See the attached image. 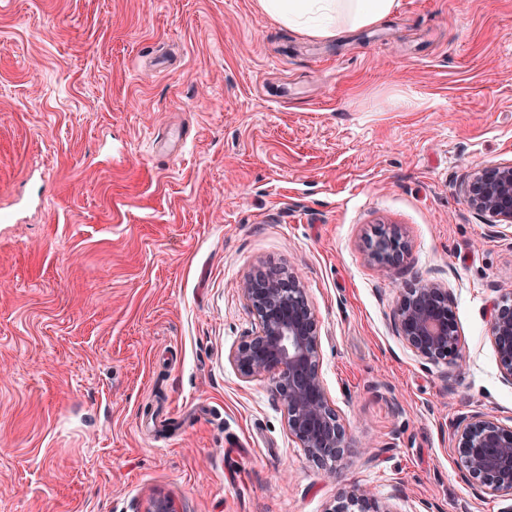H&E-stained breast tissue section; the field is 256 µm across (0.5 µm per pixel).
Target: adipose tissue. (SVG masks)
I'll use <instances>...</instances> for the list:
<instances>
[{"label":"adipose tissue","instance_id":"obj_1","mask_svg":"<svg viewBox=\"0 0 512 512\" xmlns=\"http://www.w3.org/2000/svg\"><path fill=\"white\" fill-rule=\"evenodd\" d=\"M260 5L308 37L329 39L376 26L399 10L400 0H260Z\"/></svg>","mask_w":512,"mask_h":512}]
</instances>
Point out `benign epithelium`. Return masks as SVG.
Wrapping results in <instances>:
<instances>
[{"mask_svg":"<svg viewBox=\"0 0 512 512\" xmlns=\"http://www.w3.org/2000/svg\"><path fill=\"white\" fill-rule=\"evenodd\" d=\"M469 207L493 227L512 228V163L485 167L465 186ZM408 251L396 232H382L371 258L389 269ZM241 290L259 330L233 349L231 364L247 379L271 383L285 409L286 425L299 447L312 460L334 469L348 447L346 429L321 376L317 323L304 288L293 274L270 269L241 283ZM397 334L428 361L460 356L458 328L448 289L433 280H418L404 289L394 313ZM489 336L502 379L512 384V295L493 304ZM466 477L512 495V426L494 416L475 413L453 426ZM349 502L331 512H398L392 505L358 486L347 493Z\"/></svg>","mask_w":512,"mask_h":512,"instance_id":"benign-epithelium-1","label":"benign epithelium"}]
</instances>
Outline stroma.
<instances>
[{"label":"stroma","mask_w":512,"mask_h":512,"mask_svg":"<svg viewBox=\"0 0 512 512\" xmlns=\"http://www.w3.org/2000/svg\"><path fill=\"white\" fill-rule=\"evenodd\" d=\"M311 39L259 0H0V512H506L462 478L453 424L512 426L488 336L512 229L464 183L512 162V0H401ZM409 252L373 262L381 227ZM298 273L349 433L335 471L231 350L239 290ZM453 301L429 362L393 311ZM397 334L428 361L460 356L458 328L448 289L433 280H418L405 288L394 313ZM346 498H349L346 505L335 506L329 512H355L349 510L351 506H357V512H398L389 503L376 498L370 490L358 486H353Z\"/></svg>","instance_id":"1"}]
</instances>
